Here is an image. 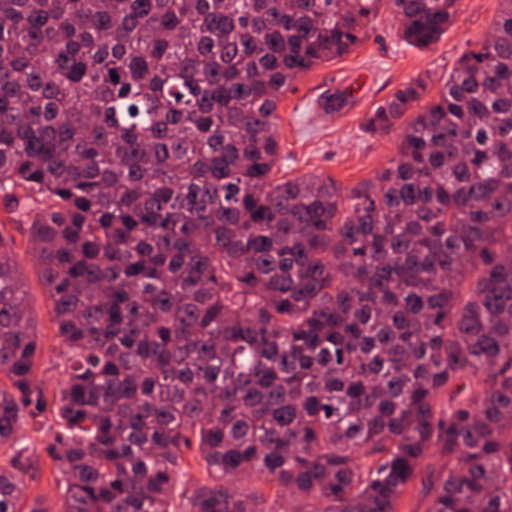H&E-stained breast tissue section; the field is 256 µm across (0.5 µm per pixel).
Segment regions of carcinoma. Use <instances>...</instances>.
Listing matches in <instances>:
<instances>
[{
  "label": "carcinoma",
  "mask_w": 512,
  "mask_h": 512,
  "mask_svg": "<svg viewBox=\"0 0 512 512\" xmlns=\"http://www.w3.org/2000/svg\"><path fill=\"white\" fill-rule=\"evenodd\" d=\"M460 0H0V512L18 433L61 431L59 512H512V0L436 98L367 119L397 156L347 189L273 178L277 105L381 8L427 49ZM446 458L421 478L431 449ZM0 231L6 239H14V250L21 278L27 288V302L33 325L41 339V352L36 362V381L50 394L59 388L64 379L63 359L65 348L55 336L51 321V306L41 285L38 271L27 247L26 236L21 228L10 220V213L0 198ZM184 451V457L186 459H189L191 465L193 466L192 470H186L184 475H179L176 481L173 484L172 487V499H173V505L178 506L184 491L196 480L200 479L202 475L200 474V468L196 461L194 460L195 457L198 459L200 458L199 450L198 448H190V449H183Z\"/></svg>",
  "instance_id": "carcinoma-1"
}]
</instances>
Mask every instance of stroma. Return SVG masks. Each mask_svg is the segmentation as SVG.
<instances>
[{
  "label": "stroma",
  "mask_w": 512,
  "mask_h": 512,
  "mask_svg": "<svg viewBox=\"0 0 512 512\" xmlns=\"http://www.w3.org/2000/svg\"><path fill=\"white\" fill-rule=\"evenodd\" d=\"M498 9L499 0H461L453 25L428 50L405 44L388 12H381L366 41L302 74L281 97L276 134L282 161L274 178L319 175L348 188L374 180L396 156L400 139L394 130L371 134L367 117L410 79L423 78L431 91H438L462 52L478 49ZM0 234L14 241L28 308L42 342L36 380L55 391L64 378L65 349L55 334L50 302L26 237L1 201ZM24 464L31 474L29 499L39 500L45 512H58L62 463L45 448L42 436L32 435Z\"/></svg>",
  "instance_id": "stroma-1"
}]
</instances>
